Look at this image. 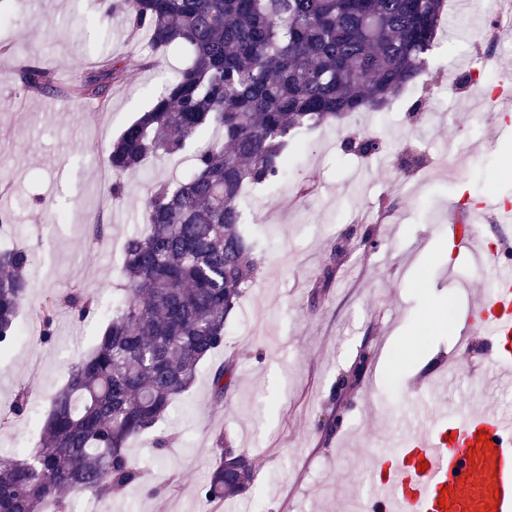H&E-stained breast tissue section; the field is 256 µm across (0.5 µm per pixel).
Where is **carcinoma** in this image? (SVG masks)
<instances>
[{
  "label": "carcinoma",
  "instance_id": "obj_1",
  "mask_svg": "<svg viewBox=\"0 0 512 512\" xmlns=\"http://www.w3.org/2000/svg\"><path fill=\"white\" fill-rule=\"evenodd\" d=\"M446 0H112L106 18L123 16L165 54L191 59L148 110L110 145L116 174L157 154L193 146L192 175L159 182L143 228L124 243L123 298L93 349L71 364L50 397L37 444L0 458V512H70L65 494L98 498L144 480L129 442L152 431L193 384L200 364L223 347L226 324L258 272L256 244L241 229L246 191L280 180L288 145L305 131L353 112H373L427 74ZM115 67L77 87L103 100ZM34 90L53 76L36 64L19 70ZM32 253L0 250V351L13 342L26 299ZM85 321L97 299L72 288L48 297L42 336L52 337L61 305ZM230 367L211 374L224 398ZM16 395L0 425L21 416ZM216 463L198 489L210 503L241 495L252 477L249 458L214 448Z\"/></svg>",
  "mask_w": 512,
  "mask_h": 512
}]
</instances>
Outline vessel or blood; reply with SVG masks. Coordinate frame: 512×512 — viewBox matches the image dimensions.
I'll list each match as a JSON object with an SVG mask.
<instances>
[{
  "mask_svg": "<svg viewBox=\"0 0 512 512\" xmlns=\"http://www.w3.org/2000/svg\"><path fill=\"white\" fill-rule=\"evenodd\" d=\"M454 247L473 248L464 218L448 226ZM494 292L473 303L479 335L500 342L498 374L512 377V262L490 255ZM488 443H481V435ZM372 512H512V414L430 411L407 419L395 456L369 494Z\"/></svg>",
  "mask_w": 512,
  "mask_h": 512,
  "instance_id": "vessel-or-blood-1",
  "label": "vessel or blood"
}]
</instances>
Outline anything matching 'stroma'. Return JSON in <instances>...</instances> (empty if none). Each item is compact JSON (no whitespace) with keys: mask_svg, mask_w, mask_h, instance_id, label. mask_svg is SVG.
<instances>
[{"mask_svg":"<svg viewBox=\"0 0 512 512\" xmlns=\"http://www.w3.org/2000/svg\"><path fill=\"white\" fill-rule=\"evenodd\" d=\"M499 19L495 74L512 70V0H476L453 37L440 38L428 76L380 111L359 112L303 136L288 176L253 189L244 229L259 245L261 268L232 314L222 349L203 362L192 387L155 432L129 453L160 492L131 486L96 502L99 512H359L373 467L395 445L421 399L436 407L512 409V385H491L494 345L473 334L471 303L484 297L472 252L448 250V221L467 213L478 240L491 215L479 202L512 200V130L477 108L487 86L458 74L482 54L485 15ZM0 248L26 247L34 261L18 333L0 353V412L18 391L27 411L0 427V456L35 445L51 395L69 366L93 348L107 321L75 322L68 308L43 340L49 296L80 287L106 305L120 297L123 243L142 224L155 183L191 172L188 154L151 157L132 174H106L109 145L171 80L186 53L155 54L145 33L103 18L99 0H0ZM114 62L123 74L108 105L69 98L80 80ZM51 71L54 89L25 88L19 69ZM421 110H414L416 100ZM372 135L376 154L345 151ZM124 192L113 196L114 181ZM312 192L298 198L297 188ZM106 224L102 242L94 222ZM467 346L458 349L457 339ZM457 383L426 392L421 380L441 356ZM232 380L215 401L211 368ZM165 449H157V438ZM253 466L246 493L212 503L198 497L217 438Z\"/></svg>","mask_w":512,"mask_h":512,"instance_id":"35a3bbf8","label":"stroma"}]
</instances>
